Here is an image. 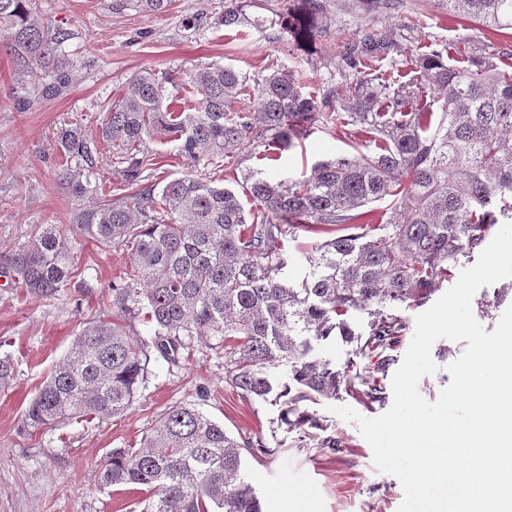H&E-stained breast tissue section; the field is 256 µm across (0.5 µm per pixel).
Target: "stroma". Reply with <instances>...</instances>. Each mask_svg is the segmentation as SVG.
Wrapping results in <instances>:
<instances>
[{
  "mask_svg": "<svg viewBox=\"0 0 512 512\" xmlns=\"http://www.w3.org/2000/svg\"><path fill=\"white\" fill-rule=\"evenodd\" d=\"M36 6L52 25L73 32L66 49L76 69L68 94L21 111L17 101L25 88L17 64L0 51V257L26 243L39 225L69 223L78 202L57 188L58 132L77 124L88 135H98L104 102L118 98L142 74L160 78L170 73L183 80L198 67L215 64L233 67L251 83L266 68L282 66L312 92L335 75L345 44L358 32L399 28L400 44L409 51L436 39L455 44L464 34L433 0H411L409 12L398 17L356 9L352 0H332L321 37L304 47L272 41L250 26L224 27L219 20L224 0H173L169 12L156 16L140 12L134 0H36ZM200 12L208 14L207 26L194 34L185 31L183 20ZM354 146L353 137L317 126L295 148L282 151L280 160H271L268 146L251 142L233 149L220 166L204 169L178 156L175 142L147 143L157 158L155 181L204 172L229 187L260 172L297 180L316 162L353 154ZM127 265L126 248L104 249L80 240L74 248L75 276L54 296L26 295L0 277V357L10 356L14 365L11 381L0 387V512H140L137 494L103 486L100 472L112 449L139 447L174 405L198 409L223 424L231 437L262 438L265 451L245 455L243 468L262 512H397L403 499L400 482L376 470L357 425L331 408L349 406L369 418L388 411L392 377L411 342L407 335L382 369L342 338L319 345V356L337 370L383 388L380 401L373 403L343 390L332 402L308 404L325 435L335 437L334 452L302 440L301 429L286 430L275 400L241 398L231 391L225 382L224 343L213 336L195 337L173 361L151 354L147 378L122 415L28 428L25 410L37 386L85 322L111 315L109 291ZM466 346L463 340L434 343L438 370L420 380L423 398L437 399L451 381L448 365Z\"/></svg>",
  "mask_w": 512,
  "mask_h": 512,
  "instance_id": "stroma-1",
  "label": "stroma"
}]
</instances>
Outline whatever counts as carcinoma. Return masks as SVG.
I'll list each match as a JSON object with an SVG mask.
<instances>
[{
    "label": "carcinoma",
    "mask_w": 512,
    "mask_h": 512,
    "mask_svg": "<svg viewBox=\"0 0 512 512\" xmlns=\"http://www.w3.org/2000/svg\"><path fill=\"white\" fill-rule=\"evenodd\" d=\"M367 11L399 13L405 0H356ZM460 23L491 31L500 42L469 43L466 65L449 63L437 40L398 59L397 32L373 29L351 40L337 64L339 81L322 95L304 93L294 75L276 69L257 83L252 109L236 111L246 77L230 66H204L190 76L201 96L194 112L164 104L166 85L148 75L107 103L99 136L78 127L60 135L62 191L99 196L100 143L125 152L127 193L74 209L71 224L40 227L22 249L0 260V276L33 297L54 295L73 277L72 237L128 249L129 266L112 288V318L86 323L66 357L47 376L25 411L36 430L80 417H110L132 404L154 351L174 360L196 336L224 341L225 381L243 398L284 399L281 422L299 427L312 417L305 403L336 397L343 388L377 401L381 387H355L349 375L315 355L333 336L384 366L408 330L392 313L424 304L448 280L460 257L482 246L495 224L512 223V0H435ZM243 0H226V27L248 21ZM254 27L280 40L289 21ZM72 33L41 18L34 0H0V50L24 76L42 82L36 96L57 97L71 85L74 62L64 45ZM320 124L355 134L367 151L317 163L287 183L249 175L242 189L253 203L200 174L161 187L142 182L153 137L178 142V155L197 165L256 140L291 148ZM389 200L390 215L369 205ZM303 229L332 237L312 245V271L288 283L285 242ZM368 311V333L349 314ZM149 324L145 338L133 330ZM286 365L277 391L270 369ZM261 438L237 441L192 407L163 413L141 447L115 448L101 472L106 486L141 494V512H261L243 473V453Z\"/></svg>",
    "instance_id": "cac0c4a2"
}]
</instances>
